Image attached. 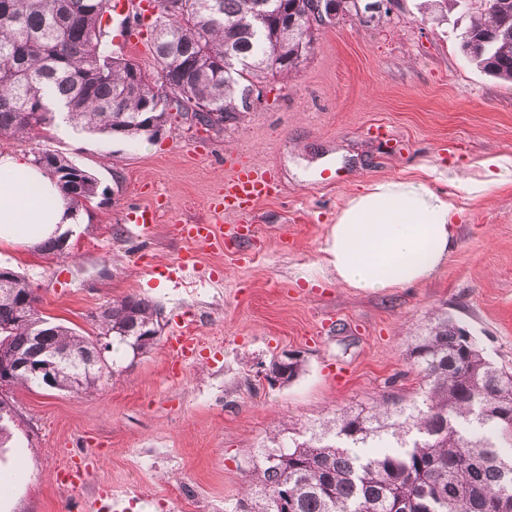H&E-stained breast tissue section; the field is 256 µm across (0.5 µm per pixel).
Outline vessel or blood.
<instances>
[{
	"label": "vessel or blood",
	"mask_w": 512,
	"mask_h": 512,
	"mask_svg": "<svg viewBox=\"0 0 512 512\" xmlns=\"http://www.w3.org/2000/svg\"><path fill=\"white\" fill-rule=\"evenodd\" d=\"M142 7L141 0H113L112 19L118 22L123 42L138 41L139 36L130 25L136 13ZM277 185L267 171L251 166L233 165L232 173L224 181L222 190L212 204L214 212L246 211L257 202L272 196ZM188 241L210 251H219L224 247V238L215 232L209 224H190L184 228ZM167 348L178 361L193 360L198 348V340L187 328L178 330L167 341Z\"/></svg>",
	"instance_id": "vessel-or-blood-1"
}]
</instances>
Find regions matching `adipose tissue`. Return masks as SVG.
Returning a JSON list of instances; mask_svg holds the SVG:
<instances>
[{"instance_id": "adipose-tissue-1", "label": "adipose tissue", "mask_w": 512, "mask_h": 512, "mask_svg": "<svg viewBox=\"0 0 512 512\" xmlns=\"http://www.w3.org/2000/svg\"><path fill=\"white\" fill-rule=\"evenodd\" d=\"M460 214L420 179H385L349 197L324 248L336 280L377 292L428 280L451 253ZM75 222L57 178L32 158L0 150V244L30 246Z\"/></svg>"}]
</instances>
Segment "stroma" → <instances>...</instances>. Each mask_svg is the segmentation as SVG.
Here are the masks:
<instances>
[{
  "label": "stroma",
  "instance_id": "1",
  "mask_svg": "<svg viewBox=\"0 0 512 512\" xmlns=\"http://www.w3.org/2000/svg\"><path fill=\"white\" fill-rule=\"evenodd\" d=\"M470 11L443 0H396L391 13L340 16L268 97L223 128L171 122L156 139L73 128L8 141L24 155L49 150L92 173L99 193L70 229L65 257L37 246L0 248L42 314L93 332V317L137 294L158 302L161 341L143 354L106 352L113 369L96 389L14 387L23 424L0 453V512H229L273 443L304 441L340 411L401 403L419 389L409 357L438 316L451 317L495 366L512 371V173L485 194L462 192L483 160L512 158V83L492 79L460 49ZM270 170L276 196L215 216L211 200L228 158ZM336 172L324 181V169ZM390 177L425 179L463 213L456 246L429 280L364 294L336 285L325 238L346 199ZM160 203L139 230L133 207ZM185 224H252L223 252L194 249ZM194 330L200 360L174 365L165 340ZM285 352L296 377L269 384ZM82 484H62L72 455Z\"/></svg>",
  "mask_w": 512,
  "mask_h": 512
}]
</instances>
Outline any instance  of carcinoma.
<instances>
[{
  "label": "carcinoma",
  "instance_id": "1",
  "mask_svg": "<svg viewBox=\"0 0 512 512\" xmlns=\"http://www.w3.org/2000/svg\"><path fill=\"white\" fill-rule=\"evenodd\" d=\"M315 0H153L154 13L134 17L150 32L156 72L178 89L181 112L200 105L229 120L250 108L246 95L286 78L311 51L304 19ZM263 12L267 26L252 27ZM99 0H0V138L34 141L62 103L68 120L92 131L135 137L163 115L154 74L108 52ZM289 17L301 20L297 27ZM462 52L486 75L512 82V0H480L460 37ZM279 53L271 70L266 60ZM34 161L56 176L80 212L98 194L93 174L64 156L40 151ZM0 286V366L18 351L48 359L61 348L92 350L104 337L133 354L151 349L162 309L137 295L104 307L94 335L53 323L17 274ZM28 319L10 324L23 301ZM468 331L439 318L410 350L419 391L404 403L344 412L320 432L270 448L255 465L231 512H512V459L496 438L512 430V372L490 362ZM89 369L59 368V385L101 379Z\"/></svg>",
  "mask_w": 512,
  "mask_h": 512
}]
</instances>
